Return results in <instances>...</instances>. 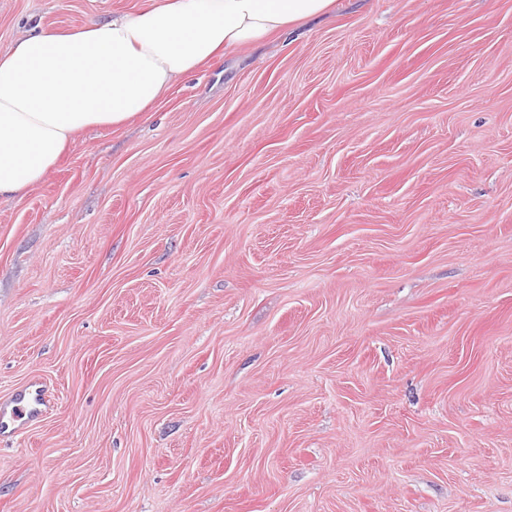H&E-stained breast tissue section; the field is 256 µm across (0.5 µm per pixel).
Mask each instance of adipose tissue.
Returning a JSON list of instances; mask_svg holds the SVG:
<instances>
[{
  "instance_id": "adipose-tissue-1",
  "label": "adipose tissue",
  "mask_w": 512,
  "mask_h": 512,
  "mask_svg": "<svg viewBox=\"0 0 512 512\" xmlns=\"http://www.w3.org/2000/svg\"><path fill=\"white\" fill-rule=\"evenodd\" d=\"M335 0H143L0 52V201L23 197L82 130L119 127L226 52L328 14Z\"/></svg>"
}]
</instances>
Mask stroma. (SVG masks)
I'll return each mask as SVG.
<instances>
[{
	"label": "stroma",
	"instance_id": "35a3bbf8",
	"mask_svg": "<svg viewBox=\"0 0 512 512\" xmlns=\"http://www.w3.org/2000/svg\"><path fill=\"white\" fill-rule=\"evenodd\" d=\"M34 376L0 512H512V0H336L80 133L0 201Z\"/></svg>",
	"mask_w": 512,
	"mask_h": 512
}]
</instances>
